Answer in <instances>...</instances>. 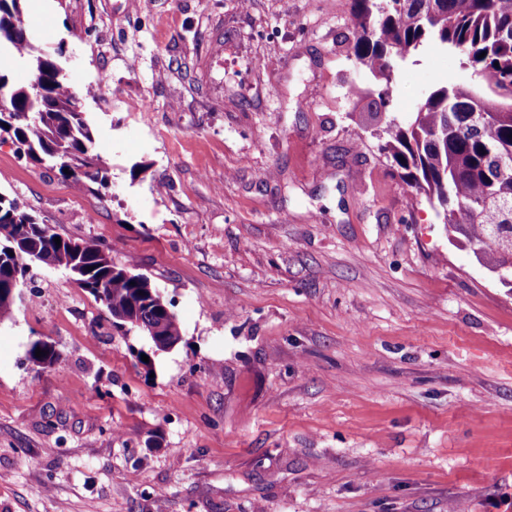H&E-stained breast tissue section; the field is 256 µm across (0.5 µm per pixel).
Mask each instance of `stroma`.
<instances>
[{
  "mask_svg": "<svg viewBox=\"0 0 512 512\" xmlns=\"http://www.w3.org/2000/svg\"><path fill=\"white\" fill-rule=\"evenodd\" d=\"M351 0H26L108 196L0 191L150 277L173 350L32 268L0 324V512H512V288L365 133ZM452 53L394 61L407 123ZM38 339L59 362L28 361Z\"/></svg>",
  "mask_w": 512,
  "mask_h": 512,
  "instance_id": "35a3bbf8",
  "label": "stroma"
}]
</instances>
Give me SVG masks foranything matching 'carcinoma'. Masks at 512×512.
Here are the masks:
<instances>
[{
	"instance_id": "cac0c4a2",
	"label": "carcinoma",
	"mask_w": 512,
	"mask_h": 512,
	"mask_svg": "<svg viewBox=\"0 0 512 512\" xmlns=\"http://www.w3.org/2000/svg\"><path fill=\"white\" fill-rule=\"evenodd\" d=\"M25 0H0V136L31 161L49 163L75 190L108 192L110 162L96 150L95 133L59 59L30 40ZM355 63L379 85L392 62L436 44L459 58L465 80L428 92L405 126L390 120L383 150L416 193L439 209L448 231L462 234L474 256L491 268L512 260V0H353ZM27 59L31 82L9 83L3 65ZM39 80V89L32 81ZM37 222L15 196L0 192V324L12 319L29 269H62L101 303L112 324L148 336L158 351L182 341L178 316L150 278L106 256L100 244L61 239ZM40 349L45 355L35 356ZM28 359L51 367L59 354L34 342Z\"/></svg>"
}]
</instances>
